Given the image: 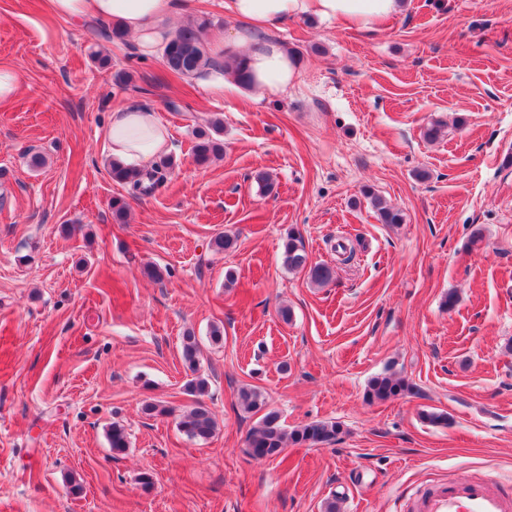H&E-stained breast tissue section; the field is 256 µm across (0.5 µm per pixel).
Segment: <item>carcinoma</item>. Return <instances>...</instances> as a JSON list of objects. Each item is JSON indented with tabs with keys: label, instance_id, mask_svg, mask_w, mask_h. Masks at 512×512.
<instances>
[{
	"label": "carcinoma",
	"instance_id": "carcinoma-1",
	"mask_svg": "<svg viewBox=\"0 0 512 512\" xmlns=\"http://www.w3.org/2000/svg\"><path fill=\"white\" fill-rule=\"evenodd\" d=\"M204 24L190 22L180 27L164 43L162 58L165 66L173 74L186 77H198L213 66L202 37ZM224 122L215 117L208 122V128L202 129L196 136L192 153L196 164L204 166L224 153ZM174 167L170 156H163L152 167L135 172L129 167L112 161L109 174L112 181L126 185L131 196H148L164 181L166 173ZM371 204L382 224H401L403 214L377 196H371ZM283 263L290 270L307 271L310 281L318 286L329 283L333 270L326 264H310L305 252L301 234L293 229L288 231L283 241ZM183 359L192 372V378L186 383V391L195 397L191 408L179 417L178 428L188 438L207 441L217 431L216 420L206 405L200 400L208 390V380L199 374L200 348L195 333L188 331L182 338ZM417 393L416 386L409 380L394 373L385 372L372 378L368 384L366 396L371 401H385L405 394ZM239 405L247 413H257L265 406L262 393L255 388L245 387L239 391ZM342 434V426L336 421L314 420L286 430L278 412H265L246 438L248 454L256 460H267L280 456L290 445L317 446L332 444ZM108 439L113 453L121 454L129 447L128 433L124 426L114 423L108 430Z\"/></svg>",
	"mask_w": 512,
	"mask_h": 512
}]
</instances>
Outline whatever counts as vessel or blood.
Here are the masks:
<instances>
[{
  "label": "vessel or blood",
  "instance_id": "vessel-or-blood-1",
  "mask_svg": "<svg viewBox=\"0 0 512 512\" xmlns=\"http://www.w3.org/2000/svg\"><path fill=\"white\" fill-rule=\"evenodd\" d=\"M419 512H512V493L480 480L454 482L421 495Z\"/></svg>",
  "mask_w": 512,
  "mask_h": 512
}]
</instances>
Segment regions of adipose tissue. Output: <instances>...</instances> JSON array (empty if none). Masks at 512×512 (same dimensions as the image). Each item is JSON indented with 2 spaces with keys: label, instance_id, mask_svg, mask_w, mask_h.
<instances>
[{
  "label": "adipose tissue",
  "instance_id": "1",
  "mask_svg": "<svg viewBox=\"0 0 512 512\" xmlns=\"http://www.w3.org/2000/svg\"><path fill=\"white\" fill-rule=\"evenodd\" d=\"M50 4L58 17L68 21L114 22L133 37L146 57L170 37L168 22L179 12L178 0H50ZM405 5L406 0H224V14L236 25L227 32L210 33L213 56L242 61L250 80L242 86L232 70H215L201 86L215 96L242 88L258 100L284 94L301 78L296 57L276 38L289 20L313 16L373 31ZM105 137L112 159L138 170L170 150L167 126L156 112L138 106L112 110Z\"/></svg>",
  "mask_w": 512,
  "mask_h": 512
}]
</instances>
